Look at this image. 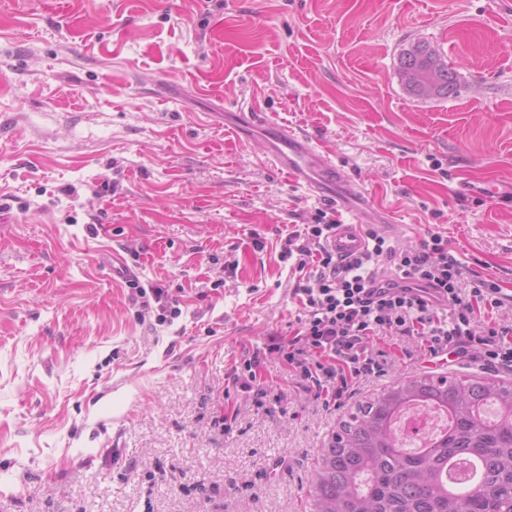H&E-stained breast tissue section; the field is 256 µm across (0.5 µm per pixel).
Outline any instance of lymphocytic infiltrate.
I'll list each match as a JSON object with an SVG mask.
<instances>
[{"label": "lymphocytic infiltrate", "mask_w": 512, "mask_h": 512, "mask_svg": "<svg viewBox=\"0 0 512 512\" xmlns=\"http://www.w3.org/2000/svg\"><path fill=\"white\" fill-rule=\"evenodd\" d=\"M336 221L316 209L311 223L289 231L283 259L296 275L293 293L304 316L288 341L266 344L233 367L237 391L268 393L263 354H277L289 373L309 384L315 399L337 402L361 378L381 369L374 340H411L424 359L454 353L457 359L512 368V324L502 322L506 296L499 281L466 275L448 239L432 232L414 246L399 247L374 230L358 254L336 256L327 242ZM404 280L396 291L377 290L381 274ZM433 288L439 303L411 293V284Z\"/></svg>", "instance_id": "obj_1"}]
</instances>
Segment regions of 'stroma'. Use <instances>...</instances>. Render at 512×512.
I'll use <instances>...</instances> for the list:
<instances>
[{
  "label": "stroma",
  "instance_id": "1",
  "mask_svg": "<svg viewBox=\"0 0 512 512\" xmlns=\"http://www.w3.org/2000/svg\"><path fill=\"white\" fill-rule=\"evenodd\" d=\"M416 43L458 96L408 92ZM257 100L398 208L391 240L441 233L512 295V0H0V512H307L358 403L512 382L381 341L384 372L332 408L273 354L266 397L228 391L302 318L281 251L322 205L242 140ZM116 255L180 316L158 324ZM431 51V52H430ZM432 52L435 57L432 56ZM431 59V82L433 92L428 97L448 98L455 96L459 88L457 71L452 67L448 75V63L440 58L439 53L432 47L424 44H417L406 50L401 58L399 74H409L424 68L427 60Z\"/></svg>",
  "mask_w": 512,
  "mask_h": 512
}]
</instances>
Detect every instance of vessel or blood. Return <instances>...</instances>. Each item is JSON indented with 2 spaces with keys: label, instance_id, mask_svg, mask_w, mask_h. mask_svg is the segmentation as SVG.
I'll use <instances>...</instances> for the list:
<instances>
[{
  "label": "vessel or blood",
  "instance_id": "obj_1",
  "mask_svg": "<svg viewBox=\"0 0 512 512\" xmlns=\"http://www.w3.org/2000/svg\"><path fill=\"white\" fill-rule=\"evenodd\" d=\"M239 118L242 129L266 130L264 155L273 167L311 195L350 213V221L337 225L330 238L329 246L336 255L364 251L366 226H397L393 211L366 197L331 151L313 144L302 132L275 123L260 107L240 113Z\"/></svg>",
  "mask_w": 512,
  "mask_h": 512
}]
</instances>
